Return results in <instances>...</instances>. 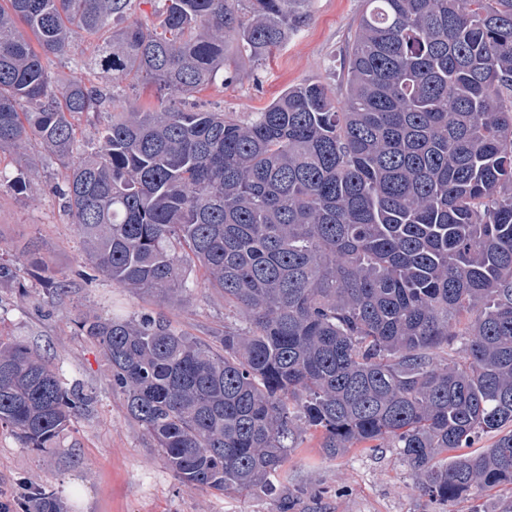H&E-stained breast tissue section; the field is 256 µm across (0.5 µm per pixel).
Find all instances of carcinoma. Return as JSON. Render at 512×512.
I'll return each instance as SVG.
<instances>
[{"label":"carcinoma","mask_w":512,"mask_h":512,"mask_svg":"<svg viewBox=\"0 0 512 512\" xmlns=\"http://www.w3.org/2000/svg\"><path fill=\"white\" fill-rule=\"evenodd\" d=\"M135 2L0 0V150L60 161L94 272L175 300L192 261L246 324L217 350L151 315L80 321L167 467L188 489L270 490L307 428L330 456L399 449L435 499L511 484L512 430L468 448L512 427V0H364L342 97L301 83L244 119L189 99L235 79L227 43L266 60L312 0H155L152 23ZM83 35L94 53L54 77ZM127 80L157 103L76 155L75 117ZM91 401L0 336V425L25 447Z\"/></svg>","instance_id":"carcinoma-1"}]
</instances>
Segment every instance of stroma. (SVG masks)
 <instances>
[{"label":"stroma","mask_w":512,"mask_h":512,"mask_svg":"<svg viewBox=\"0 0 512 512\" xmlns=\"http://www.w3.org/2000/svg\"><path fill=\"white\" fill-rule=\"evenodd\" d=\"M362 9L363 0H313L308 24L287 44L260 64L233 56L235 81L201 93L198 105L244 118L288 86L341 84L348 37ZM60 180L54 158L29 146L0 150V264L13 270L11 279L0 281V334L38 350L67 386L81 387L93 402L41 452L0 426V503L22 501L24 488L48 485L65 512H277L275 496L259 490L185 488L153 438L128 415L96 342L78 329L86 316L151 314L209 342L225 326H239L238 316L194 265L187 270L191 288L175 304L93 272L51 192ZM55 281L64 282V290L53 291ZM277 480L282 490L298 492V512H498L501 501L512 498V485L454 501L429 498L416 488L398 449L359 447L331 457L312 430L297 440Z\"/></svg>","instance_id":"35a3bbf8"}]
</instances>
